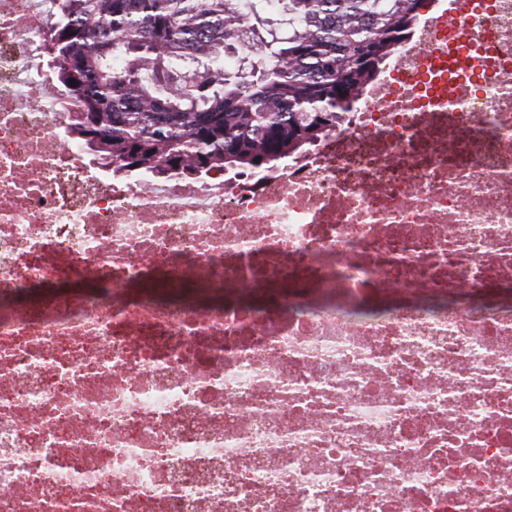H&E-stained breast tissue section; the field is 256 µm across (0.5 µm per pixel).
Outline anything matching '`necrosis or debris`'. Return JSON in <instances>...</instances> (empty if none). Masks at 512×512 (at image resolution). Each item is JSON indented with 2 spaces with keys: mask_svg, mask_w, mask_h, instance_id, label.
<instances>
[{
  "mask_svg": "<svg viewBox=\"0 0 512 512\" xmlns=\"http://www.w3.org/2000/svg\"><path fill=\"white\" fill-rule=\"evenodd\" d=\"M0 0V512H512V0H434L259 173L66 142Z\"/></svg>",
  "mask_w": 512,
  "mask_h": 512,
  "instance_id": "4bbe7bcc",
  "label": "necrosis or debris"
}]
</instances>
